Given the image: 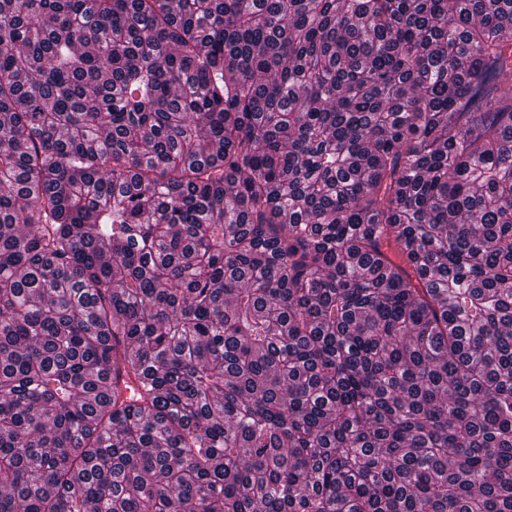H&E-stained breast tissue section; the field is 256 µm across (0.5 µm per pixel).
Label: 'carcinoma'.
<instances>
[{
	"mask_svg": "<svg viewBox=\"0 0 512 512\" xmlns=\"http://www.w3.org/2000/svg\"><path fill=\"white\" fill-rule=\"evenodd\" d=\"M0 512H512V0H0Z\"/></svg>",
	"mask_w": 512,
	"mask_h": 512,
	"instance_id": "cac0c4a2",
	"label": "carcinoma"
}]
</instances>
